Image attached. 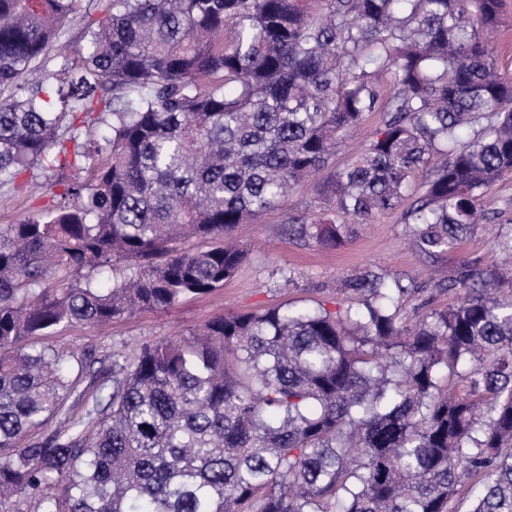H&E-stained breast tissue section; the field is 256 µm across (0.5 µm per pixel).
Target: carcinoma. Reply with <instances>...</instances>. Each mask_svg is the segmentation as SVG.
<instances>
[{
	"mask_svg": "<svg viewBox=\"0 0 512 512\" xmlns=\"http://www.w3.org/2000/svg\"><path fill=\"white\" fill-rule=\"evenodd\" d=\"M75 2L0 0V185L37 164L63 199L0 225V503L512 512V290L476 261L413 320L414 281L368 271L344 280L362 307L221 314L95 372L20 346L224 287L234 228L313 179L334 217L290 214L291 233L334 248L424 170L404 223L427 258L455 250L512 172V78L483 38L502 0H106L77 59L20 84ZM371 112L369 143L322 176Z\"/></svg>",
	"mask_w": 512,
	"mask_h": 512,
	"instance_id": "cac0c4a2",
	"label": "carcinoma"
}]
</instances>
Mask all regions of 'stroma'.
Returning a JSON list of instances; mask_svg holds the SVG:
<instances>
[{"instance_id": "35a3bbf8", "label": "stroma", "mask_w": 512, "mask_h": 512, "mask_svg": "<svg viewBox=\"0 0 512 512\" xmlns=\"http://www.w3.org/2000/svg\"><path fill=\"white\" fill-rule=\"evenodd\" d=\"M98 16L93 0H78L45 56L24 73V81L46 79L55 71L60 52L73 55L84 47L87 23ZM22 179L27 184L23 191L0 186V225L39 214L55 200L56 189L39 168L28 170ZM327 208L314 183L295 186L279 207L234 229L235 239L248 255L223 288L188 298L163 312H136L105 328L90 324L59 328L44 336L42 342L73 351L93 363L114 352L128 353L142 344L173 338L222 313L247 314L286 304L314 307L323 303L331 308L339 302L350 303V296L342 290L344 278L367 271L412 276L425 283L432 278L446 279L464 259L504 268L494 241L512 227V172L499 178L487 193V208L495 212V219L478 224L457 250L434 260L416 249L410 228L398 210L375 216L334 249L324 248L312 238L286 233L284 220L288 214L304 211L316 216Z\"/></svg>"}]
</instances>
